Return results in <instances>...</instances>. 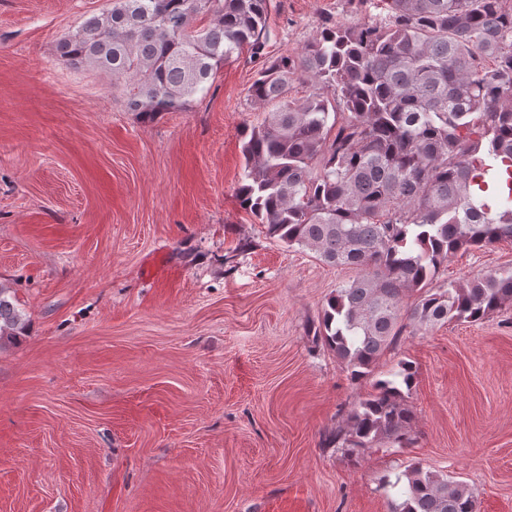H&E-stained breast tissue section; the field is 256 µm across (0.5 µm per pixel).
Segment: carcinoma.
<instances>
[{
	"label": "carcinoma",
	"mask_w": 512,
	"mask_h": 512,
	"mask_svg": "<svg viewBox=\"0 0 512 512\" xmlns=\"http://www.w3.org/2000/svg\"><path fill=\"white\" fill-rule=\"evenodd\" d=\"M386 6L370 24L322 15L313 40L272 60L271 0H107L58 46L59 61L107 74L147 121L186 110L242 51L264 60L236 196L266 237L356 271L314 330L352 380L407 331L512 305V268L432 287L450 256L512 241V0ZM295 81L305 95H291ZM20 306L0 284V340L22 332ZM415 375L399 361L329 443L350 455L410 447ZM405 478L393 512H478L460 481L419 462Z\"/></svg>",
	"instance_id": "1"
}]
</instances>
